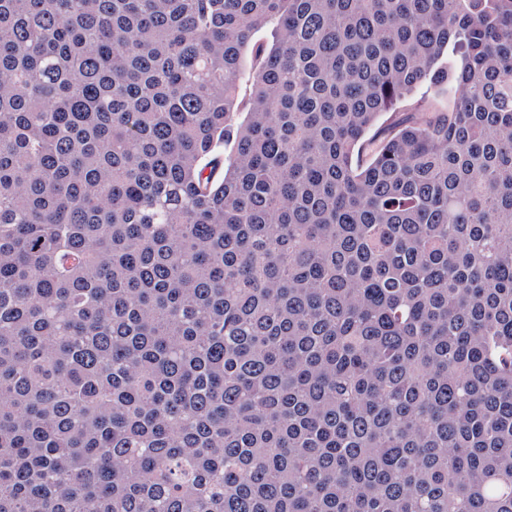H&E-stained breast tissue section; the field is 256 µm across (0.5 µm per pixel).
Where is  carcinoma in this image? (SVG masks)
Returning a JSON list of instances; mask_svg holds the SVG:
<instances>
[{
  "label": "carcinoma",
  "instance_id": "obj_1",
  "mask_svg": "<svg viewBox=\"0 0 512 512\" xmlns=\"http://www.w3.org/2000/svg\"><path fill=\"white\" fill-rule=\"evenodd\" d=\"M0 512H512V0H0Z\"/></svg>",
  "mask_w": 512,
  "mask_h": 512
}]
</instances>
